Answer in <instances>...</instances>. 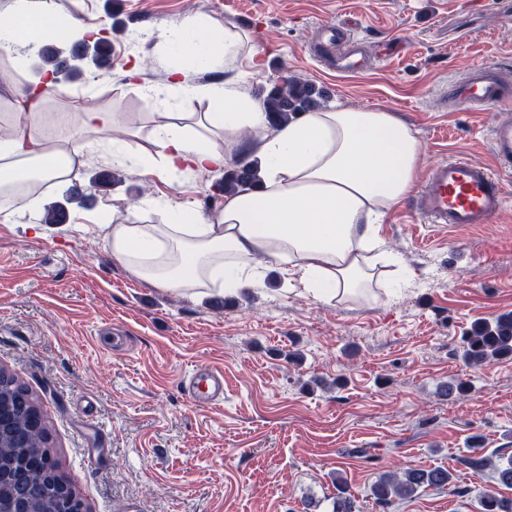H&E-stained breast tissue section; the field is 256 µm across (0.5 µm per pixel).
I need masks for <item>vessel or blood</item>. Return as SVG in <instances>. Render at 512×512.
Here are the masks:
<instances>
[{"label": "vessel or blood", "mask_w": 512, "mask_h": 512, "mask_svg": "<svg viewBox=\"0 0 512 512\" xmlns=\"http://www.w3.org/2000/svg\"><path fill=\"white\" fill-rule=\"evenodd\" d=\"M344 37L343 27L322 29L319 43L327 66L339 74L360 72L368 58L356 50L337 51ZM446 108L480 111L512 102V80L494 65L474 67L467 76L449 85L443 94ZM493 165L448 159L437 163L415 194L412 206L428 223L458 225L488 224L503 207L502 174L512 172V121L493 127L490 135ZM184 389L196 405L210 404L224 397V374L210 367H198L186 377Z\"/></svg>", "instance_id": "obj_1"}]
</instances>
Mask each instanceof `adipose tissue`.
Returning <instances> with one entry per match:
<instances>
[{"instance_id": "obj_1", "label": "adipose tissue", "mask_w": 512, "mask_h": 512, "mask_svg": "<svg viewBox=\"0 0 512 512\" xmlns=\"http://www.w3.org/2000/svg\"><path fill=\"white\" fill-rule=\"evenodd\" d=\"M16 22L0 27V47L28 46L63 33L100 35L90 17L77 23L59 13L54 0H14ZM208 30V40L197 31ZM170 96L207 100L208 111L175 112L170 122L114 144L105 137L112 113L85 107L84 137L59 138L46 121L45 101L21 93L13 131L0 138V187L9 189L6 213L32 208L29 193L13 192L28 163L44 169V182L60 180L61 162L83 160L99 150L130 162L141 174L171 175L224 168L228 153L215 137L232 140L242 128L260 132L265 114L243 96L237 80L221 86L190 85L196 66H233L250 52L249 38L232 27L189 20L172 31ZM421 144L414 131L391 113L337 106L310 112L268 137L263 186L225 198L212 221L198 224L183 205L161 208L160 224H111L105 234L113 257L158 287L189 290L224 278L229 289L261 284L262 262L285 264V272L319 299L351 298L369 290L374 271L394 258L384 248L379 226L387 211L413 187Z\"/></svg>"}]
</instances>
